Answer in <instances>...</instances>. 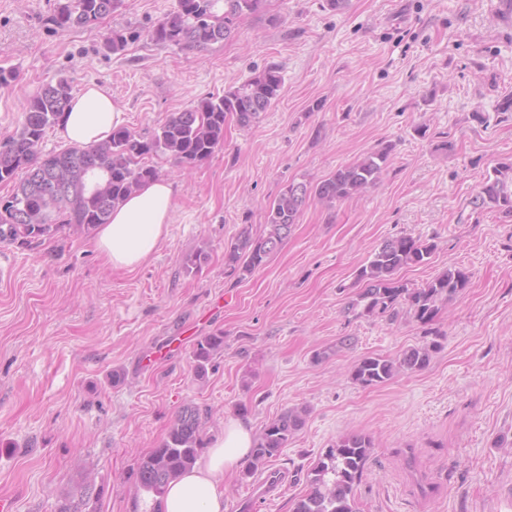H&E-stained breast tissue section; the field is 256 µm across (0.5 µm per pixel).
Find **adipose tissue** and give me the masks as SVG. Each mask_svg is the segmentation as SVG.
<instances>
[{"mask_svg":"<svg viewBox=\"0 0 512 512\" xmlns=\"http://www.w3.org/2000/svg\"><path fill=\"white\" fill-rule=\"evenodd\" d=\"M126 114L110 92L87 86L60 116V138L82 145L109 138L124 125ZM176 185L160 178L143 184L99 225L95 246L115 269L133 270L145 263L166 238L175 206ZM253 446L252 431L229 417L196 465L171 481L163 496L145 494L143 512H224V477L233 472Z\"/></svg>","mask_w":512,"mask_h":512,"instance_id":"1","label":"adipose tissue"}]
</instances>
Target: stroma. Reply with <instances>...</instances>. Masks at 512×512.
Instances as JSON below:
<instances>
[{"instance_id":"stroma-1","label":"stroma","mask_w":512,"mask_h":512,"mask_svg":"<svg viewBox=\"0 0 512 512\" xmlns=\"http://www.w3.org/2000/svg\"><path fill=\"white\" fill-rule=\"evenodd\" d=\"M497 0H267L232 38L198 52L154 43L152 26L176 0H122L100 23L60 30L56 0H0V140L19 126L43 83L96 84L153 130L199 98L223 95L269 63L281 97L224 146L178 172L173 222L159 251L128 272L107 266L93 234L64 226L28 246L0 243V494L15 512H139L142 457L178 412L200 409L212 438L228 416L252 431L290 407L304 426L269 469L284 483L258 499L255 477L224 478V512H292L307 474L341 436L374 441L355 490L359 512H512V222L473 204L497 163L512 159V28ZM123 31L125 50L107 49ZM392 145L379 181L361 196L310 203L266 264L240 280L224 246L243 226L264 229L266 205L288 180L317 181ZM435 244L428 264L398 277L426 286L465 268V291L442 302L432 327L406 308L360 317L348 308L356 270L388 238ZM205 249L199 271L182 258ZM224 333L204 380L198 337ZM442 333L427 368L363 387L366 356L396 358ZM350 346H340L342 337ZM324 352L314 361L315 352ZM120 381H113V372Z\"/></svg>"}]
</instances>
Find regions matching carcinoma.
<instances>
[{
  "mask_svg": "<svg viewBox=\"0 0 512 512\" xmlns=\"http://www.w3.org/2000/svg\"><path fill=\"white\" fill-rule=\"evenodd\" d=\"M119 0H58L51 23L61 29L93 26L111 15ZM266 0H177V6L149 30L150 40L192 50H204L230 38L239 17L261 12ZM281 68L270 64L240 86L220 97L207 96L180 112L170 113L152 133L125 126L112 130L109 139L87 146L72 145L58 152L40 150L48 129L54 127L72 99L71 80L60 76L41 86L25 104L16 132L0 143V183H14L12 195L0 201V242L28 245L62 225L92 229L106 224L112 208L142 184L159 178L147 159L166 154L181 167L211 158L224 146L229 119L251 126L279 99ZM392 145L366 153L328 177L312 182L291 181L265 210V234L251 236L246 229L224 247V265L243 280L262 267L291 233L303 209L316 200L327 206L361 194L388 166ZM512 217V162H501L484 177L474 198ZM436 245L411 235L381 243L356 272L362 285L349 308L359 316L397 314L405 305L424 326L439 315V303L467 288L468 271L450 266L425 287L410 290L397 273L410 265H425ZM440 344L413 347L396 359L362 358L351 378L362 386L383 384L397 374L423 370ZM224 351V331L198 339L194 345V374L202 380L213 359ZM306 410L289 408L267 423L255 436L244 474L279 456L281 449L305 423ZM203 448L202 414L187 405L171 423L162 443L139 463V486L156 496L169 480L192 468ZM373 448L363 433L341 436L309 473V492L294 504L293 512H357L355 488L361 481Z\"/></svg>",
  "mask_w": 512,
  "mask_h": 512,
  "instance_id": "1",
  "label": "carcinoma"
}]
</instances>
